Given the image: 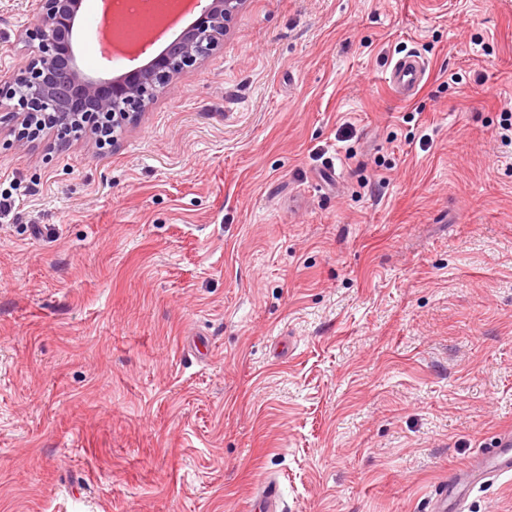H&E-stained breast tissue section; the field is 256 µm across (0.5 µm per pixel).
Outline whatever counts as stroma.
<instances>
[{"mask_svg": "<svg viewBox=\"0 0 512 512\" xmlns=\"http://www.w3.org/2000/svg\"><path fill=\"white\" fill-rule=\"evenodd\" d=\"M509 125L512 0H247L116 147L0 127V512H429L512 432ZM425 73L423 58L417 54L404 55L391 66L388 81L404 97H410L418 90ZM281 500L276 484L268 483L254 500L253 511L257 512H281Z\"/></svg>", "mask_w": 512, "mask_h": 512, "instance_id": "obj_1", "label": "stroma"}]
</instances>
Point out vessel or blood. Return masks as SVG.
I'll use <instances>...</instances> for the list:
<instances>
[{
	"label": "vessel or blood",
	"instance_id": "1",
	"mask_svg": "<svg viewBox=\"0 0 512 512\" xmlns=\"http://www.w3.org/2000/svg\"><path fill=\"white\" fill-rule=\"evenodd\" d=\"M426 73L423 58L416 54L399 57L391 66L388 81L403 96H412L419 88ZM512 476V433L495 437L490 448L464 469L449 472L447 479L434 489L432 512H462L465 498L479 483L487 479ZM279 490L267 484L254 500L255 512H281Z\"/></svg>",
	"mask_w": 512,
	"mask_h": 512
}]
</instances>
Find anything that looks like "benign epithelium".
I'll use <instances>...</instances> for the list:
<instances>
[{"label":"benign epithelium","mask_w":512,"mask_h":512,"mask_svg":"<svg viewBox=\"0 0 512 512\" xmlns=\"http://www.w3.org/2000/svg\"><path fill=\"white\" fill-rule=\"evenodd\" d=\"M245 0H204L200 15L158 54L109 77L85 73L78 59L82 0H36L33 26L17 39L28 47L15 68L0 73V125L18 124L17 145L54 130L62 145L82 135L100 150L118 141L176 78L220 50Z\"/></svg>","instance_id":"obj_1"}]
</instances>
